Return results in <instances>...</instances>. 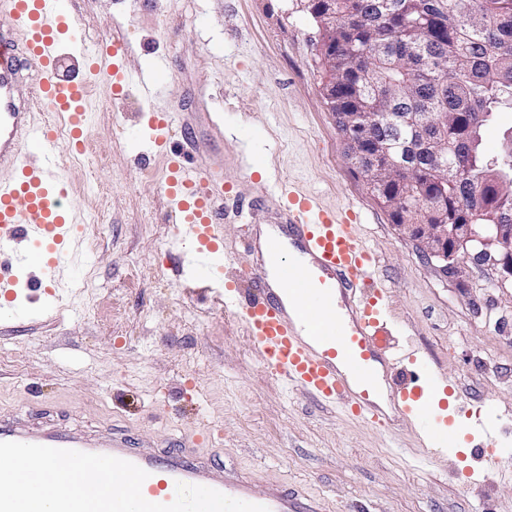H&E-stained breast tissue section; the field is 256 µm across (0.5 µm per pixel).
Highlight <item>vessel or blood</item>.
<instances>
[{"label":"vessel or blood","mask_w":512,"mask_h":512,"mask_svg":"<svg viewBox=\"0 0 512 512\" xmlns=\"http://www.w3.org/2000/svg\"><path fill=\"white\" fill-rule=\"evenodd\" d=\"M16 26L0 29V309L57 299L63 271L78 274L82 265L77 219L69 203L61 147L83 145L88 131L85 104L90 79L113 82L112 68L91 70L78 78L69 72V54L59 46L82 41L71 0H10ZM39 73L35 95L19 96V81ZM64 115L71 136L59 145L53 128L36 121L37 111ZM166 197L179 221L176 249H188L196 275L207 278L223 268L230 255L208 174L191 166L186 153H173ZM284 241L272 243L271 259L252 265L253 291L242 295L225 287L224 304L238 310L266 368L310 398L342 405L351 416L381 428L397 418L415 417L421 443L429 449L451 448L452 428L431 423L421 406L425 394L441 386L428 368L408 385L392 386L395 412L378 402V367L410 362L412 350L388 343L389 325L381 313L383 289L375 275L370 249L355 225L337 221L314 199L286 192ZM298 259L284 262L285 246ZM0 442L40 444L59 449L114 456L148 474L143 497L168 504L177 484L201 485L229 497L259 504L269 512H323L319 500L302 492L272 486L254 495L247 480L224 475L195 462L190 450L159 455L135 447L111 428L96 434L30 424L0 416Z\"/></svg>","instance_id":"vessel-or-blood-1"}]
</instances>
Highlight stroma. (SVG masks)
<instances>
[{
	"mask_svg": "<svg viewBox=\"0 0 512 512\" xmlns=\"http://www.w3.org/2000/svg\"><path fill=\"white\" fill-rule=\"evenodd\" d=\"M86 61L132 76L92 85L88 143L62 160L94 250L56 309L0 313V412L62 426L108 424L166 453L195 440L196 460L247 477L256 491L302 488L325 512H512V288L464 262L442 273L401 234L346 163L315 62L318 28L302 0H77ZM127 58L102 54L113 38ZM173 118L170 146L194 144L223 197L234 260L197 284L169 242L166 158L149 141L155 112ZM357 225L387 294L400 345L445 381L429 417L450 416L451 452L417 446L416 421L383 431L290 388L261 362L224 280L244 283L254 227L279 221L281 184ZM496 428L506 459L471 462L473 414ZM475 465L480 487L455 470Z\"/></svg>",
	"mask_w": 512,
	"mask_h": 512,
	"instance_id": "1",
	"label": "stroma"
}]
</instances>
